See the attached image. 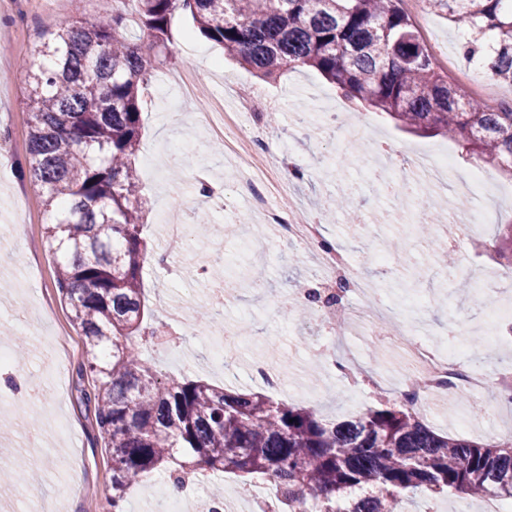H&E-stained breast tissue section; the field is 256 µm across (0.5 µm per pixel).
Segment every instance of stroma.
I'll return each instance as SVG.
<instances>
[{
  "instance_id": "stroma-1",
  "label": "stroma",
  "mask_w": 512,
  "mask_h": 512,
  "mask_svg": "<svg viewBox=\"0 0 512 512\" xmlns=\"http://www.w3.org/2000/svg\"><path fill=\"white\" fill-rule=\"evenodd\" d=\"M415 32L439 69L450 80H472L481 86V100L512 104V85L497 82L486 67L464 58L463 31L440 13L412 14ZM70 0H0V131L13 142L0 157V345L27 344L25 358L16 360L13 374L28 379L40 395L28 403L0 405V456L22 471V484L0 482V512H112V459L98 436L95 415L84 394L93 386L80 371L84 344L70 310L55 286V262L45 247L49 222L44 197L32 183L27 167L28 73L25 63L34 43L48 32L72 23ZM163 71H196L208 81L212 96L222 95L225 77L249 88L251 111L239 113L245 127L261 126L271 152L289 156L303 179L294 181L297 195L321 218L325 240L349 262L347 278L371 281L378 296L416 324H429L433 343L455 349L461 367L480 363L488 375L512 369V352L488 344L473 349L454 343L456 327L484 316L493 297L480 303L457 292L461 279H474L484 270H505V261L489 250L497 227L512 224V199L480 196L462 199L454 183L467 176L473 164L456 142L445 137H419L396 127L386 115L344 97L316 71H283L263 81L226 61L221 49L199 34L189 13H177ZM349 108L367 131L362 143L348 145L344 131L329 123L313 129L297 113L316 108ZM209 98L182 103L170 85H162L155 100L142 104L143 129L135 165L150 202L144 233L152 243H165L160 221L169 213L173 222L192 225L207 214L213 229L207 235H187L169 264L146 265L144 295L155 319L179 334L178 343L150 361L175 378L203 379L229 390H251L275 400L310 406L321 417L342 419L378 402L393 400L407 369L403 356L377 350L362 327L347 336L330 334L311 314L284 317L282 308L299 290L318 281L305 250L276 237L257 222L245 195L237 192V173L250 164L241 156L236 165L224 161V144L209 138L199 118L209 111ZM393 150L396 160L411 151H447L454 160L450 187L424 204L418 219L429 222L437 210L468 206L473 224L448 238L455 262L438 264L429 240L409 225L394 222V213L407 202L386 195L370 167L378 147ZM180 175H173L174 165ZM206 172L223 189L228 204L196 190V175ZM344 196L349 212L324 218L336 196ZM39 244L31 252V244ZM224 267L232 289L222 306L221 321L238 323L247 343L236 362L219 371L207 363L211 338L200 332L195 314L208 305L217 284L198 275L205 264ZM263 359L282 380L269 389L251 374L255 359ZM423 421L437 432L478 442L512 438V404L499 403L496 418L480 413L477 404L432 399ZM29 486L31 495L20 493Z\"/></svg>"
}]
</instances>
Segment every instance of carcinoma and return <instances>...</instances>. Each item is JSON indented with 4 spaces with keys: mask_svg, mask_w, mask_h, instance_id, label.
I'll use <instances>...</instances> for the list:
<instances>
[{
    "mask_svg": "<svg viewBox=\"0 0 512 512\" xmlns=\"http://www.w3.org/2000/svg\"><path fill=\"white\" fill-rule=\"evenodd\" d=\"M401 0H136L46 34L28 61V167L52 222L56 285L83 336L100 436L112 455V512L126 490L198 467L277 486L279 512H402L407 493L512 499V439L478 444L426 426L407 397L326 421L312 408L203 380L167 378L141 348L150 322L141 237L149 200L135 168L146 84L187 11L199 33L256 77L307 67L417 135L446 136L512 179V106L491 110L435 69ZM469 36L466 57L512 84V0H424ZM142 32L133 42L129 30ZM512 265V224L492 241Z\"/></svg>",
    "mask_w": 512,
    "mask_h": 512,
    "instance_id": "carcinoma-1",
    "label": "carcinoma"
}]
</instances>
